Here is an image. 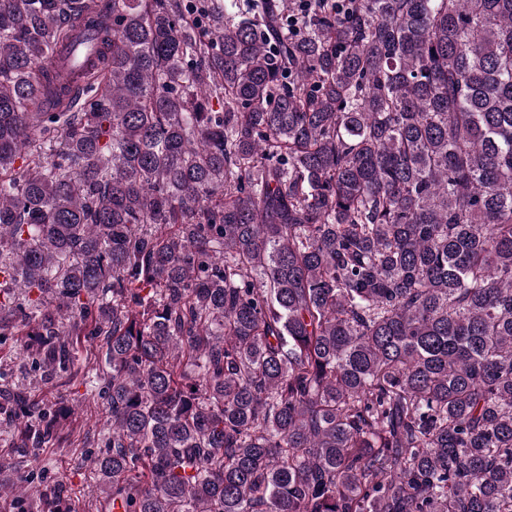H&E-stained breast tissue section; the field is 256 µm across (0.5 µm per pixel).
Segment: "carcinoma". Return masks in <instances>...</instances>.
I'll use <instances>...</instances> for the list:
<instances>
[{
    "label": "carcinoma",
    "instance_id": "carcinoma-1",
    "mask_svg": "<svg viewBox=\"0 0 512 512\" xmlns=\"http://www.w3.org/2000/svg\"><path fill=\"white\" fill-rule=\"evenodd\" d=\"M10 336L16 512H512V0H0ZM92 45V32L87 30L79 31L70 43L57 47L53 57L67 56L69 59L73 60L76 57L78 58V56L86 55L92 48ZM13 337V360L12 362L8 361V365H5V362L2 364L1 372L3 374V378L6 380L18 384H28L31 380H33V376L29 373V366L26 365L25 359V347L22 343H16V338L20 336H12ZM39 388L38 393L43 398L51 400L62 398L78 405L80 417L84 422L97 424L104 415L101 400L97 395L88 393L85 386L78 382L63 387L40 384ZM97 448H87L78 441L70 448H51L38 458V477L47 480H64L70 489L76 512H100L105 510L93 476L83 466V459Z\"/></svg>",
    "mask_w": 512,
    "mask_h": 512
}]
</instances>
